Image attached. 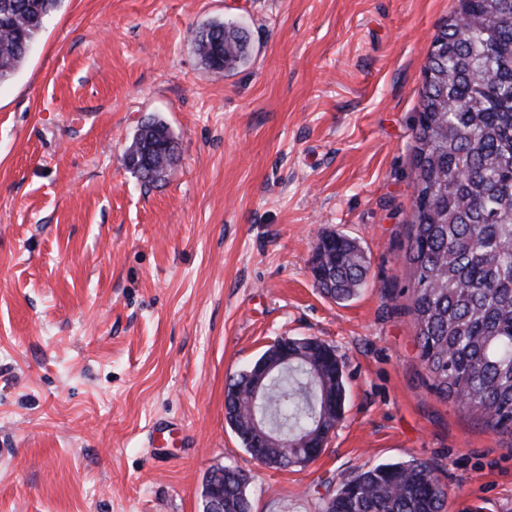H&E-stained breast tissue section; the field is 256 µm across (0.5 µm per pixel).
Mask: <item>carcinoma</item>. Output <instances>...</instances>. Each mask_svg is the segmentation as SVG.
Instances as JSON below:
<instances>
[{"label": "carcinoma", "mask_w": 512, "mask_h": 512, "mask_svg": "<svg viewBox=\"0 0 512 512\" xmlns=\"http://www.w3.org/2000/svg\"><path fill=\"white\" fill-rule=\"evenodd\" d=\"M62 0H0V83L24 65ZM194 41L203 64L222 74L249 58L241 27L204 24ZM416 115L413 212L404 259L415 341L440 398L485 426L512 434V0H455L440 26ZM173 133L141 123L123 156L145 184L165 180L177 160ZM311 272L330 299L345 302L366 284L367 260L341 232L322 236ZM288 362L253 403L240 372L226 386L224 410L250 456L283 469L307 460L308 436L335 429L346 386L341 365L322 344ZM277 432L261 447L247 413ZM248 474L224 467V512H251ZM448 491L433 465L379 464L342 482L326 512H447Z\"/></svg>", "instance_id": "1"}]
</instances>
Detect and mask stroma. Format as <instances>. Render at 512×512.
<instances>
[{
    "label": "stroma",
    "instance_id": "35a3bbf8",
    "mask_svg": "<svg viewBox=\"0 0 512 512\" xmlns=\"http://www.w3.org/2000/svg\"><path fill=\"white\" fill-rule=\"evenodd\" d=\"M454 0H63L0 83V512H201L208 474L252 512H325L348 477L418 459L447 512H512V436L437 397L404 262L415 116ZM211 20L250 34L218 75ZM173 132L166 182L123 164ZM369 266L351 301L311 273L323 233ZM330 345L347 389L314 463L255 462L229 377L280 337ZM194 41L203 64L212 72L223 74L249 58V39L241 27L223 21L204 24ZM173 133L160 120L141 123L123 156L125 167L145 184L165 180L177 160Z\"/></svg>",
    "mask_w": 512,
    "mask_h": 512
}]
</instances>
